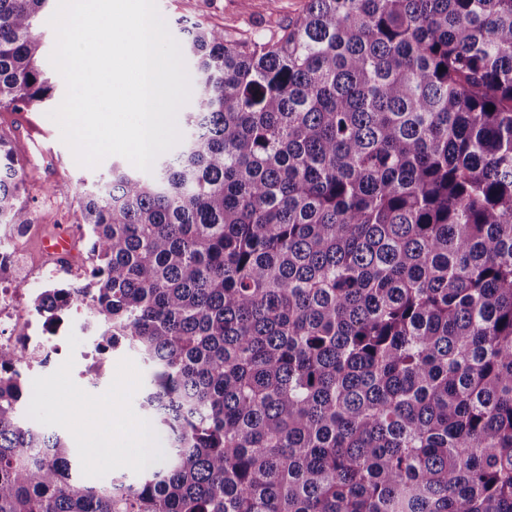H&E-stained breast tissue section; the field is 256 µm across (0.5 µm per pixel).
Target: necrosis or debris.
I'll return each mask as SVG.
<instances>
[{
  "label": "necrosis or debris",
  "mask_w": 512,
  "mask_h": 512,
  "mask_svg": "<svg viewBox=\"0 0 512 512\" xmlns=\"http://www.w3.org/2000/svg\"><path fill=\"white\" fill-rule=\"evenodd\" d=\"M42 235V227L30 224L23 229L10 226L0 228V264L11 274L10 280L0 281V324L12 325V334L0 333V351L16 352L20 355L17 369L28 377H41L51 363L60 342L70 336L96 338L99 329L88 313L86 301L79 300L69 305L70 315L61 323L46 324L28 302V296L18 290V282L51 281L58 283L83 279L80 269L53 261L32 262L24 244L27 240Z\"/></svg>",
  "instance_id": "1"
}]
</instances>
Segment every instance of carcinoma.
<instances>
[{
    "label": "carcinoma",
    "mask_w": 512,
    "mask_h": 512,
    "mask_svg": "<svg viewBox=\"0 0 512 512\" xmlns=\"http://www.w3.org/2000/svg\"><path fill=\"white\" fill-rule=\"evenodd\" d=\"M0 0V110L52 98ZM187 134L81 198L108 354L151 369L165 465L85 484L0 353V512H512V0H307L268 36L178 21ZM494 111H488V106ZM0 135V224L32 223Z\"/></svg>",
    "instance_id": "1"
}]
</instances>
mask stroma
<instances>
[{
	"mask_svg": "<svg viewBox=\"0 0 512 512\" xmlns=\"http://www.w3.org/2000/svg\"><path fill=\"white\" fill-rule=\"evenodd\" d=\"M166 23L182 18L202 21L224 29L234 38H254L270 34L296 17L305 0H157ZM30 130L18 131L17 137L25 148L39 159L38 165L25 166L21 177L34 223L47 227L48 234L59 232L76 236L81 228L78 198L99 178L107 176L113 165H125L123 157H108L99 166L88 168L76 163L71 149L62 141L59 127L48 118L46 111L26 115ZM52 185L63 186V193L51 195ZM91 358L82 354L80 340L62 343L54 355L52 370L62 371L60 383L66 394H81V401L72 403V412L61 417L53 406L52 387L31 389L26 413L36 424L56 430L71 440L78 464V473L84 482L98 485L110 481L112 465L94 461L87 454L84 435L92 430H116L126 435L138 431L146 417L140 407V394L148 370L139 356L125 349L113 353L99 383H92L88 368ZM99 402L96 411H87L83 402Z\"/></svg>",
	"mask_w": 512,
	"mask_h": 512,
	"instance_id": "1",
	"label": "stroma"
}]
</instances>
